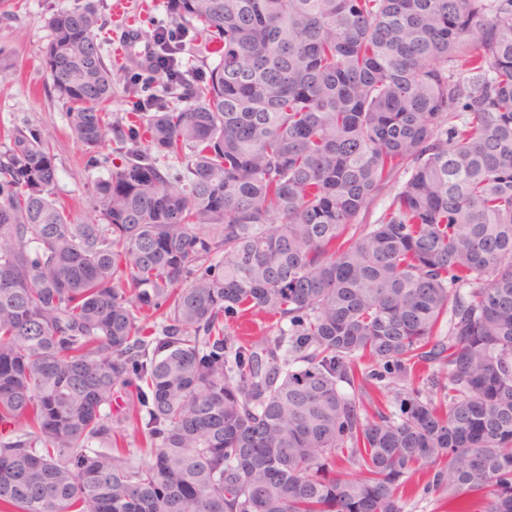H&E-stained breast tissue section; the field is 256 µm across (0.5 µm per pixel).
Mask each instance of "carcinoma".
<instances>
[{"instance_id":"carcinoma-1","label":"carcinoma","mask_w":512,"mask_h":512,"mask_svg":"<svg viewBox=\"0 0 512 512\" xmlns=\"http://www.w3.org/2000/svg\"><path fill=\"white\" fill-rule=\"evenodd\" d=\"M168 13L219 62L125 124L97 6L48 20L86 166L124 158L89 220L0 129V512H402L423 462L512 512V0Z\"/></svg>"}]
</instances>
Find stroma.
<instances>
[{
	"mask_svg": "<svg viewBox=\"0 0 512 512\" xmlns=\"http://www.w3.org/2000/svg\"><path fill=\"white\" fill-rule=\"evenodd\" d=\"M77 0H13L10 15L0 14V53L13 64L15 77L0 85V128L32 125L53 138L57 180L55 195L68 204L79 220L91 213L88 189L108 177L122 157L112 154L110 163L89 169L85 149L70 134L65 108L50 91L44 68V51L51 32L49 17L58 10L75 7ZM107 28L104 48L114 62L112 100L108 106L112 120L126 122L136 100L158 94L148 61L128 52L127 28L136 24L142 41H151L161 29L171 28L166 0H96ZM429 465L409 480L402 500L403 512H482V498L449 500L447 492L429 489Z\"/></svg>",
	"mask_w": 512,
	"mask_h": 512,
	"instance_id": "35a3bbf8",
	"label": "stroma"
}]
</instances>
